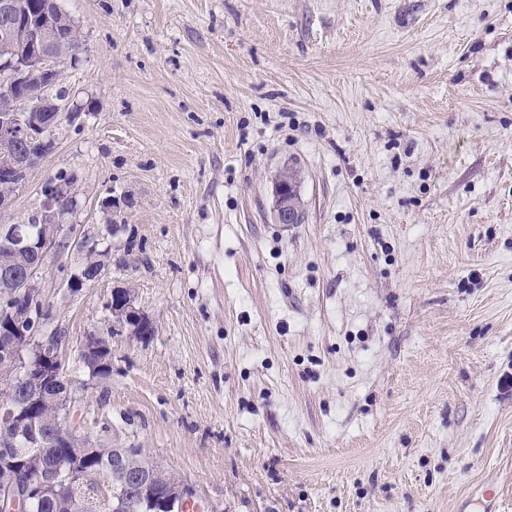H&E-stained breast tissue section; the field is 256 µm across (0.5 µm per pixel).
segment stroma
I'll use <instances>...</instances> for the list:
<instances>
[{
    "instance_id": "stroma-1",
    "label": "stroma",
    "mask_w": 512,
    "mask_h": 512,
    "mask_svg": "<svg viewBox=\"0 0 512 512\" xmlns=\"http://www.w3.org/2000/svg\"><path fill=\"white\" fill-rule=\"evenodd\" d=\"M81 122L67 215L112 246L43 293L78 374L130 287L91 416L219 512H512V0H62ZM302 172V223L273 185ZM114 201L116 230L99 210ZM302 179L301 171L285 164L274 183V211L280 224H299L302 221L301 197L298 185ZM109 312L113 317V320L123 323L124 326L125 324H129L130 321L138 323L137 325L129 327L128 335L130 336H138V329L142 324L143 326L147 324L154 326L151 319L132 302H129L126 305L114 304V307L112 304V307L109 308Z\"/></svg>"
}]
</instances>
